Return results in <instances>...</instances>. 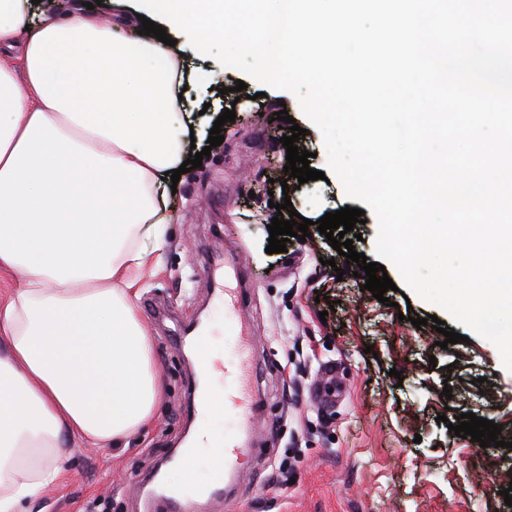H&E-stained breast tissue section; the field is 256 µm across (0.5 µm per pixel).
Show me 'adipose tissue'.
I'll return each instance as SVG.
<instances>
[{"mask_svg": "<svg viewBox=\"0 0 512 512\" xmlns=\"http://www.w3.org/2000/svg\"><path fill=\"white\" fill-rule=\"evenodd\" d=\"M69 0H0V512L61 482L67 450L121 442L163 385L134 287L187 158L180 55Z\"/></svg>", "mask_w": 512, "mask_h": 512, "instance_id": "adipose-tissue-1", "label": "adipose tissue"}]
</instances>
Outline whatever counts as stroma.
Returning a JSON list of instances; mask_svg holds the SVG:
<instances>
[{"mask_svg": "<svg viewBox=\"0 0 512 512\" xmlns=\"http://www.w3.org/2000/svg\"><path fill=\"white\" fill-rule=\"evenodd\" d=\"M183 58L208 76L190 91L197 140L207 142L225 108L236 118L223 125L224 142L168 195L173 222L157 266L136 287L164 382L160 405L119 445L73 448L63 482L23 512H153L140 491L192 428L198 382L189 348L205 326L216 355L229 341L207 274L232 258L249 277L242 312L260 409L233 493L210 512H512L502 495L512 485V371L497 348L458 323L464 342L441 348L443 334L412 321L448 320L444 309L392 290L383 304L364 290L357 264L315 226L325 213L358 205L338 178L291 193L294 211L311 221L310 237L267 253L282 200L270 180L287 163L274 114L286 107L305 129L298 145L322 172L323 136L293 94L250 79L236 102L223 89L241 78L238 70L193 50ZM468 412L502 425L501 447L450 434L448 420Z\"/></svg>", "mask_w": 512, "mask_h": 512, "instance_id": "stroma-1", "label": "stroma"}]
</instances>
